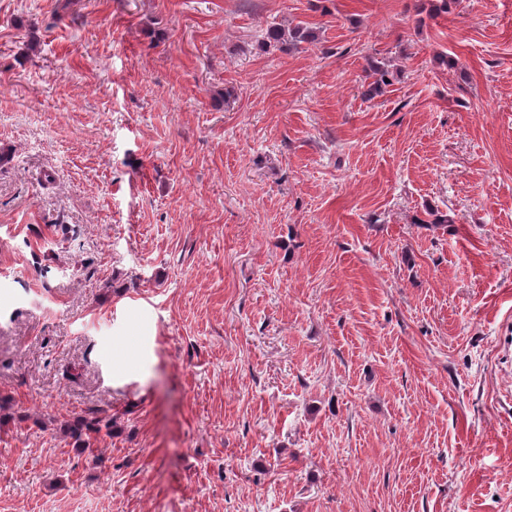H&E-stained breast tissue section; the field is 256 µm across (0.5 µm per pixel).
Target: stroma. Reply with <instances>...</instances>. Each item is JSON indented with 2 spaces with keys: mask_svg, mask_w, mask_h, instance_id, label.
I'll list each match as a JSON object with an SVG mask.
<instances>
[{
  "mask_svg": "<svg viewBox=\"0 0 512 512\" xmlns=\"http://www.w3.org/2000/svg\"><path fill=\"white\" fill-rule=\"evenodd\" d=\"M3 147L0 512H512V0H0ZM314 38V33L302 25H296L288 33L280 27H272L266 32L265 45L279 48L288 45L289 50L297 48L300 43L314 40ZM391 65L381 61H370L368 68L365 70L366 79H373L368 83V90L364 95L366 97H373L382 92L383 86H389L394 77L393 71L389 69ZM365 79V80H366ZM389 79V82H386ZM112 428V416L98 411L88 413L87 416L77 419L73 424L65 423L63 433L64 436L74 440V446L80 448L82 452L92 453V439L95 440L103 430L106 435H112Z\"/></svg>",
  "mask_w": 512,
  "mask_h": 512,
  "instance_id": "1",
  "label": "stroma"
}]
</instances>
